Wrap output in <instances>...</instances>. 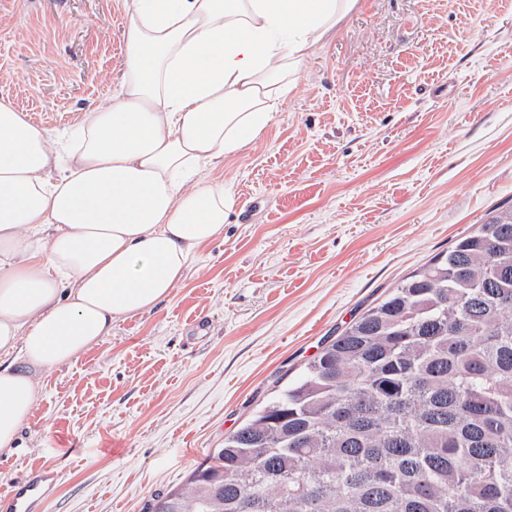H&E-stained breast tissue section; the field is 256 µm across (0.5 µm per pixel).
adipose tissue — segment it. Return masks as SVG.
<instances>
[{
  "label": "adipose tissue",
  "mask_w": 512,
  "mask_h": 512,
  "mask_svg": "<svg viewBox=\"0 0 512 512\" xmlns=\"http://www.w3.org/2000/svg\"><path fill=\"white\" fill-rule=\"evenodd\" d=\"M357 0H124L126 71L73 130L0 97V453L38 378L153 309L223 237L202 177L276 120Z\"/></svg>",
  "instance_id": "obj_1"
}]
</instances>
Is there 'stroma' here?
<instances>
[{"label": "stroma", "mask_w": 512, "mask_h": 512, "mask_svg": "<svg viewBox=\"0 0 512 512\" xmlns=\"http://www.w3.org/2000/svg\"><path fill=\"white\" fill-rule=\"evenodd\" d=\"M123 0H0V96L60 130L126 63ZM224 236L150 312L45 372L0 497L144 512L404 277L512 204V0H358L257 142L205 169ZM17 485L6 499L9 512H37L35 509L47 498L48 488L55 483L56 477L47 471Z\"/></svg>", "instance_id": "stroma-1"}]
</instances>
